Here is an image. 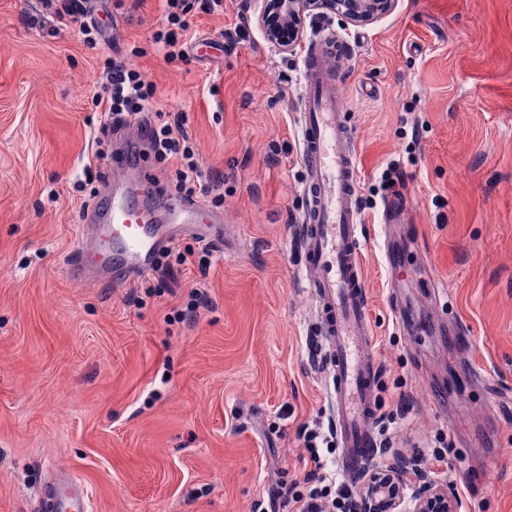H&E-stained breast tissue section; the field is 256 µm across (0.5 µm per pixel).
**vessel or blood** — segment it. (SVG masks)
<instances>
[{
    "label": "vessel or blood",
    "instance_id": "vessel-or-blood-1",
    "mask_svg": "<svg viewBox=\"0 0 512 512\" xmlns=\"http://www.w3.org/2000/svg\"><path fill=\"white\" fill-rule=\"evenodd\" d=\"M305 81L300 118L307 207L300 227L301 253L332 368L330 398L342 448L340 464L352 476L373 447L375 338L361 261L356 140L336 92L332 45L324 42L309 52ZM159 192L144 169L124 193L105 191L93 216L103 230L92 234L90 245L76 246L71 253L67 266L72 278L91 280L96 262L105 272L120 261L146 273L152 269L159 236L182 231L207 236L211 217L204 207L174 195L167 199L163 223H156L147 202Z\"/></svg>",
    "mask_w": 512,
    "mask_h": 512
}]
</instances>
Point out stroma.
<instances>
[{
    "label": "stroma",
    "mask_w": 512,
    "mask_h": 512,
    "mask_svg": "<svg viewBox=\"0 0 512 512\" xmlns=\"http://www.w3.org/2000/svg\"><path fill=\"white\" fill-rule=\"evenodd\" d=\"M91 8L92 48L49 0H0V512H57L48 489L69 476L91 512H289L271 496L309 470L304 433L333 421L295 231L304 59L324 39L359 158L366 468L407 461L460 512H512V0H398L363 27L309 18L290 52L266 41L257 0H224L180 57L153 43L162 0ZM116 43L223 183L201 199L216 241L178 236L120 288L67 269L80 212L124 181L96 159L77 188L114 137L91 100ZM388 170L402 224L382 221ZM196 287L195 323L174 321Z\"/></svg>",
    "instance_id": "1"
}]
</instances>
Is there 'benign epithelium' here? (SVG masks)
<instances>
[{
  "instance_id": "obj_1",
  "label": "benign epithelium",
  "mask_w": 512,
  "mask_h": 512,
  "mask_svg": "<svg viewBox=\"0 0 512 512\" xmlns=\"http://www.w3.org/2000/svg\"><path fill=\"white\" fill-rule=\"evenodd\" d=\"M397 0H262L258 21L266 40L283 51L302 40L305 19L312 15H338L347 23L367 26L393 11ZM410 463L379 469L369 474L360 490L358 512H458L456 496L448 487L409 477ZM418 487L405 509L406 490Z\"/></svg>"
}]
</instances>
